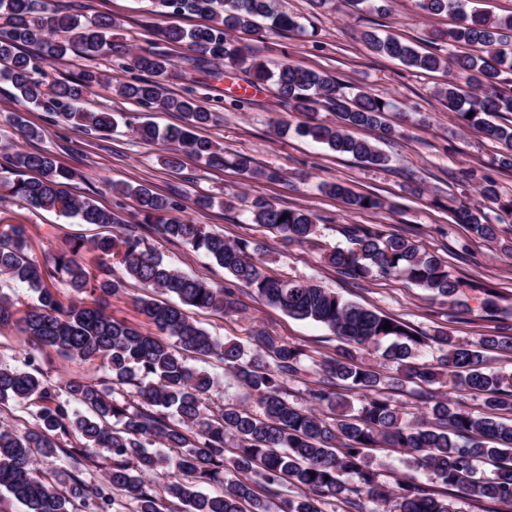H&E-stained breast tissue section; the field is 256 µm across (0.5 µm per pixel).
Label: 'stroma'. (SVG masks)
I'll return each instance as SVG.
<instances>
[{
	"label": "stroma",
	"mask_w": 512,
	"mask_h": 512,
	"mask_svg": "<svg viewBox=\"0 0 512 512\" xmlns=\"http://www.w3.org/2000/svg\"><path fill=\"white\" fill-rule=\"evenodd\" d=\"M77 2L81 15H108L118 23L112 32L115 51L111 58L97 63L99 70L108 75H121L130 49L156 43L157 29L171 25L188 28L199 22L195 16L151 13L148 0ZM285 6L299 16L302 30L271 33L262 39L245 35L242 43L269 64L295 61L336 77L346 92L361 88L393 103L389 119L400 134L381 145L390 157L386 166H365L294 131L295 125L309 118L335 123V112L322 106L310 115L288 111L277 103L273 86L245 93L241 80L227 73L205 80V87L199 90L200 95L223 101L216 110V120L199 129V136L219 143L226 156L243 153L260 166L280 169L283 181L250 180L233 167L212 168L192 157L183 158L179 170L169 169L163 163L167 146L136 138L127 125L150 121L162 128L180 126L184 123L182 115L145 111L110 88H95L88 96V106L121 115L124 122L106 136L90 138L62 121L47 125L43 109L23 108L14 99L12 87L0 82V144L53 152L60 163L77 174L71 185L74 195L91 197L108 208L122 204V214L128 219L136 213V203L117 199L112 193L113 184L141 183L159 191L178 187L186 196V218L224 234L226 239L251 241L269 259L272 275L314 280L347 301L408 323L423 335L431 336L444 328L460 340L475 341L496 333L498 319L483 317L478 298L481 288L493 289L501 306L512 310V222L502 223L497 239H478L465 225L456 223L448 203L461 201L496 219L498 209L480 196L478 179H494L501 195L512 197V170L501 169L496 162L502 147L457 125L453 113L437 95L438 88L448 80L447 72L408 69L396 60L371 53L360 39L362 30L373 27L381 34H394L422 47L433 30L453 27L456 17L426 15L415 0H393L392 11L386 15L356 10L347 0H334L328 10L313 8L310 0H285ZM237 98L242 101L238 107L233 104ZM19 111L32 125L44 128L41 138L21 140L15 136L12 119ZM285 124L291 125V132L279 133V126ZM326 181L344 182L355 192L381 198L385 206L378 211L349 212L340 199L322 192L321 185ZM202 195L214 197V206L197 207L195 200ZM258 195L291 208L310 210L318 220L321 249L285 244L277 234L253 224L249 203ZM228 198L233 201L229 208L224 205ZM0 222L27 225L31 254L39 259L59 250L69 238L98 235L96 227L15 199L0 203ZM346 224H377L387 233L420 240L428 251L447 260L453 276L471 283L464 306L449 307L402 278L351 280L339 275L326 263L323 253L335 247L348 248L342 232ZM144 238L182 270L214 284L230 283L222 267L190 247L162 240L152 232L145 233ZM237 295L238 313L197 311L194 319L213 335L246 346L251 345L254 332L261 330L302 348L307 355L306 370L288 379L285 386L290 401L304 404L308 387L319 378L321 361L335 355L339 339L321 324L290 317L266 304L248 288H240ZM40 356L45 370L56 381L73 377L98 380L104 376L103 367L95 359L72 360L51 347L43 349Z\"/></svg>",
	"instance_id": "stroma-1"
}]
</instances>
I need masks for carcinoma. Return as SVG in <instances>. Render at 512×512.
<instances>
[{"label":"carcinoma","instance_id":"obj_1","mask_svg":"<svg viewBox=\"0 0 512 512\" xmlns=\"http://www.w3.org/2000/svg\"><path fill=\"white\" fill-rule=\"evenodd\" d=\"M165 14L197 15L204 23L160 31L167 44H187L199 53L198 71L218 77L214 65L242 74L246 85L275 86L279 104L291 112H313L322 105L339 115L336 125L302 123L296 132L325 144L339 154L374 166L388 158L356 129L378 130L389 139L399 131L387 121L390 102L359 90L348 96L336 78L293 61L270 69L235 37L236 32L263 36L291 32L298 17L281 0H153ZM428 15L453 13L458 24L436 32L425 51L396 37L363 33L370 51L399 60L415 70L453 69L481 94L467 99L453 79L437 90L459 124L484 139L504 145L499 167L512 168V126L491 120L512 112L504 76L512 75V15L491 19L469 16L462 0H417ZM117 23L108 16L81 22L48 0H0V80L16 97L72 124L86 136L109 133L117 119L110 112L85 106L93 87L116 83L119 93L148 111L178 112L182 126L160 128L141 122L131 132L141 140L172 146L166 165L178 169L182 156L207 165L229 164L243 176L275 180L278 172L255 164L246 154L230 159L195 130L210 124L216 113L203 105L193 88L174 94L162 78L172 66L161 50L142 48L131 56L127 76L110 81L87 69L78 76L46 83L39 76L53 62L74 54L88 61L112 56L108 33ZM454 44L478 46L480 54H451ZM22 138L42 136L43 130L14 120ZM75 172L49 152L15 150L0 163V200L19 199L41 210H53L81 224L116 228L90 242L79 239L58 254L38 261L29 255L24 224H0V276L18 281L37 293L35 303L21 307L0 295V328L14 327L28 338L31 351L14 364H0V409L34 412V426L18 432L0 427V492L24 506L25 512H122V497L136 503L135 512H165L166 499L156 485L167 479L165 493L184 512H325L338 500L363 512L349 494L365 496L372 512H461L459 500L496 506L512 512V374L485 367V352L512 350V336L491 334L461 341L438 330L414 338L405 322L343 300L311 281L273 276L247 239L229 241L184 216V196L149 185H112V192L136 201L141 223L162 239L187 244L227 270L237 283L289 316L329 327L344 347L321 362L322 375L307 389L302 407L288 399L284 381L304 371L303 351L274 336L258 332L252 352L234 341H221L203 329L191 311L222 314L238 310L234 289L215 285L166 263L145 246L143 238L123 228L114 210L70 192ZM323 190L351 211L379 210L383 201L353 192L341 182H326ZM481 194L512 217V198L500 194L495 182L482 178ZM251 221L279 234L287 244L317 246L315 216L305 209L285 207L264 196L250 202ZM458 223L483 239L498 236L499 227L476 208L459 203ZM343 233L351 248H334L324 259L351 279L404 277L449 304L460 303L465 283L448 272V262L428 252L410 237L388 235L378 224H347ZM124 276H112V265ZM143 288L140 313L156 327L143 332L106 313L103 301L124 291L128 281ZM64 284L71 299L57 291ZM170 295L172 301L154 298ZM391 330L384 329L385 323ZM442 351L437 363L421 360L425 347ZM52 346L75 360H100L106 377L63 383L50 379L35 351ZM383 347L380 358L396 375L387 376L360 360L359 353ZM213 359L232 373L255 397L259 411L233 404L211 407L214 377L190 364ZM483 397L485 411H469L456 398L431 395L417 414L407 416L386 390L406 384H441ZM132 386V396L126 387ZM359 397L360 407H348L346 395ZM372 448H393L407 455L412 473L392 490L380 482L387 463L370 454ZM109 455L103 479L93 467ZM63 456L68 464L43 478L40 459ZM429 475L421 481L416 473Z\"/></svg>","mask_w":512,"mask_h":512}]
</instances>
